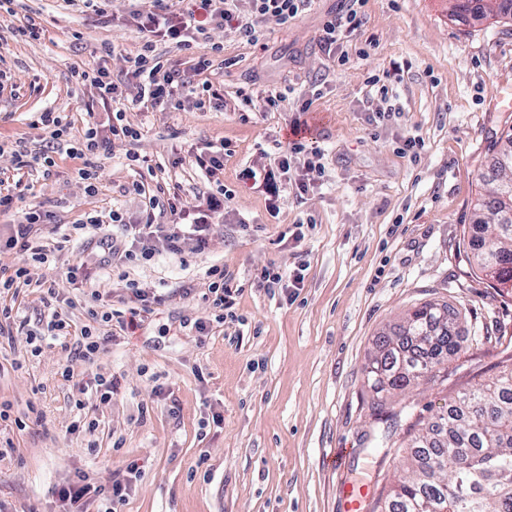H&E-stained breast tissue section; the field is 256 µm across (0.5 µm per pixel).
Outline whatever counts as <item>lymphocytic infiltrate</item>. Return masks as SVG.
Returning a JSON list of instances; mask_svg holds the SVG:
<instances>
[{"label": "lymphocytic infiltrate", "instance_id": "lymphocytic-infiltrate-1", "mask_svg": "<svg viewBox=\"0 0 512 512\" xmlns=\"http://www.w3.org/2000/svg\"><path fill=\"white\" fill-rule=\"evenodd\" d=\"M152 2V10L136 15L144 39L139 53L127 60V73L138 80L137 92L132 98L124 97L118 81L114 80L111 72L101 62L81 67L75 72L77 82L94 87L100 98L110 104L104 119L87 121L82 137L72 142L68 139L71 122L67 116L46 110L40 112L36 119L37 124L49 135L45 150L32 152L21 141L8 148L0 145V154L10 153L14 170L11 183L0 187V213L15 210L20 214L14 233L0 239L1 249L25 254L28 259L45 264L55 253L66 249L74 232L96 231L108 224L123 225V239H100L99 244L104 254L97 267H90L78 258L68 263L64 283L72 286L90 283L98 267L103 269L115 264L136 265L152 260L161 251L175 256L187 251L205 252L211 241L213 224L224 217L226 192L223 182L219 180L224 171V149L219 146L197 156L198 167L214 184L213 190L199 198L197 203H188L177 190L167 192L165 197H157L151 194L147 182L135 180L125 187L124 192L146 200L137 222H128L126 213L118 209L90 212L84 219L73 224L71 232L61 234L52 249L39 242L36 228L52 223L53 214L42 205L27 203L23 188L25 173L54 167L53 155L63 149L67 154L83 159L84 165L77 169L76 177L87 196H97L101 190L99 157L108 154L115 142L131 143L141 137L140 130L125 120L129 107L164 110L185 97L195 99L197 104L210 103L218 108L224 101L219 89L204 78L213 66L211 56L196 57L193 64L196 78L190 81L184 78L175 65L156 54L157 42H167L189 53L196 44L208 40L211 30L229 27L242 39L254 43L259 39L261 23L272 20L282 26L288 25L307 9L310 0H194V7L187 11L174 8L170 0ZM351 2L352 6L345 15L326 18L321 28L322 51L341 66L350 62L349 53L343 48L344 39L362 23L359 7L364 0ZM296 159L303 162L302 178L296 185L297 192L303 194L323 180L325 166L321 153L309 150L306 140L300 138L288 142L277 170L265 171L260 176L249 168L245 176L249 179L262 178L270 195L275 197L280 193V178L290 174L291 164ZM161 215L166 216V223H158L157 218ZM60 376L72 386V399L79 412L66 431L88 435L89 450H96L97 443L93 436L98 424L83 414L85 396L91 392L99 401H110L113 380L98 375L93 383L87 384L78 379L68 367L62 369ZM130 489L131 482L127 479L113 481L110 487L105 488L80 478L57 488L56 495L62 503L70 506L71 512H84L87 501L100 495L106 498L103 512H121Z\"/></svg>", "mask_w": 512, "mask_h": 512}]
</instances>
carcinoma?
<instances>
[{
  "label": "carcinoma",
  "instance_id": "1",
  "mask_svg": "<svg viewBox=\"0 0 512 512\" xmlns=\"http://www.w3.org/2000/svg\"><path fill=\"white\" fill-rule=\"evenodd\" d=\"M451 2V15L480 22L493 13L512 16V5L495 0ZM491 151L488 182H512V126ZM512 210L494 191L473 205L468 246L473 264L492 288H512ZM460 351L457 312L424 302L408 311L399 332L378 345L366 366L374 392L419 385L420 374L435 378ZM408 471L395 477L376 512H512V367L492 381L457 393L425 422L406 445Z\"/></svg>",
  "mask_w": 512,
  "mask_h": 512
}]
</instances>
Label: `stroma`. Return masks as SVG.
Wrapping results in <instances>:
<instances>
[{"instance_id": "1", "label": "stroma", "mask_w": 512, "mask_h": 512, "mask_svg": "<svg viewBox=\"0 0 512 512\" xmlns=\"http://www.w3.org/2000/svg\"><path fill=\"white\" fill-rule=\"evenodd\" d=\"M151 5L110 0L100 16L64 0H16L13 12H0V69L11 74L0 88V144L42 147L46 133L32 120L44 110L71 116V134L80 136L86 109L102 111L103 102L76 82L75 69L108 43L107 65L122 73L143 43L130 13ZM348 5L314 0L289 26L267 24L254 45L214 31L195 52L223 44L227 64L210 75L224 91L223 108L188 98L164 111H128L142 137L115 143L101 158L98 196L85 195L74 177L82 161L65 153L55 155L49 177L34 176L33 193L54 224L110 208L135 220L139 200L121 193L137 177L127 152L146 156L154 182L180 187L192 201L210 188L195 154L223 141L232 149L221 176L224 221L214 225L209 249L162 253L131 269L139 287L162 300L137 328L96 325L106 341L95 362L57 345L31 355L44 294L21 288L19 314L0 337V403L17 415L36 408L41 419L22 430L0 422V445H12L0 458V512H65L58 485L83 475L106 487L132 467L137 478L122 512H345L348 484L367 486L362 512H371L403 469L410 426L512 363V293L477 277L463 246L472 205L488 192L477 170L488 167L491 143L512 124V112L488 109L500 88L512 86V19L474 26L450 17L448 0H366L363 25L345 44L352 59L340 66L321 51L318 34L323 19ZM34 12L46 33L21 39L16 29ZM372 75L388 87L386 100L370 99ZM269 84L291 92L281 111L242 104V95L257 100ZM306 100L308 140L323 154L325 180L303 195L288 190L274 210L263 185L241 172L277 159ZM385 106L390 118L377 121ZM408 136L424 143L413 160L399 151ZM302 263L297 294L253 282L262 267L286 275ZM216 265L242 289L236 319L222 323L203 298ZM112 273L61 294L57 309L70 334L92 323L91 291L127 309L132 295L116 280L120 268ZM426 301L461 312L462 349L447 379L376 398L365 367L377 337ZM200 318L212 320L209 335L195 332ZM66 366L116 382L109 403L93 400L86 409L99 424L96 451L66 432L73 416L60 377Z\"/></svg>"}]
</instances>
